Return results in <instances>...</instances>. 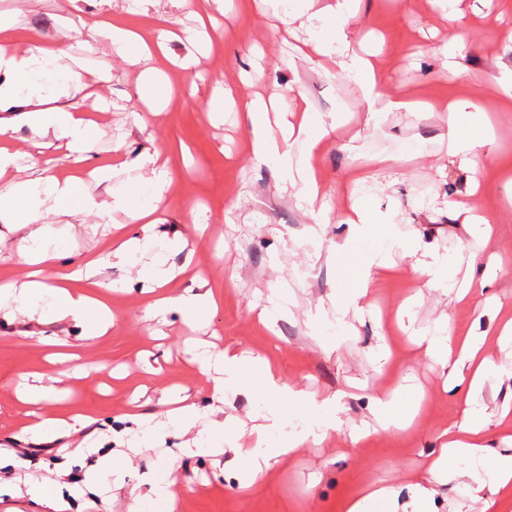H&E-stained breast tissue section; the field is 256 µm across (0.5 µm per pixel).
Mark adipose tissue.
<instances>
[{
	"mask_svg": "<svg viewBox=\"0 0 512 512\" xmlns=\"http://www.w3.org/2000/svg\"><path fill=\"white\" fill-rule=\"evenodd\" d=\"M295 5L310 24L327 18L334 21L332 34L319 35L311 40L310 51L315 57L335 60L341 73L359 79L365 91H372L383 82L384 74L376 60L359 55L353 47V38L347 32L350 21L359 13V0H295ZM12 28V23L0 20V71L11 76L10 81L0 84V109L15 104L26 106V116L34 135L23 150L16 148L9 137L0 138V194L5 199L21 203L20 208L8 209L5 221L25 230L24 235L12 241L0 235V248H9L22 268L30 271L32 279L18 291L12 285H1L0 305L12 303L19 309L40 313L45 319L68 318L87 324L90 336H104L116 322L111 309V285L98 284L91 293L77 290L76 285L92 277L97 261L130 264L147 246L152 215L168 196L165 164L157 152L140 158L141 177L112 201L113 208L125 210L133 224L110 239L99 258L87 257L58 267L60 253L49 240L42 205L45 201H53L56 215L74 217L83 213L88 204L77 197L75 181L60 178L52 168H43L40 178L34 183L20 178L17 160L22 156L37 160L47 139L51 138L69 153L77 154L79 161H88L97 130L78 103L98 96L109 75L98 69L86 68L63 43L42 44L32 40L26 45H19ZM87 31L90 35L110 39L119 54L125 56L131 65L140 67V89L149 92L156 89L158 68L147 64L144 55L151 39L144 28H133L128 10L113 13L108 23L91 22ZM47 65L65 75L64 82L58 84L51 94L31 80L32 75ZM275 101V93H258L240 104V117L252 134L251 152L257 161L279 168L288 175L292 172L289 148L292 141H301L303 151L298 197L303 201L315 200L320 193V183L311 159L324 149V137L313 134L310 122L305 118L299 124L288 123L272 129L269 114L275 107ZM445 110L450 129L448 154L460 158L462 163H470L472 158L482 155L486 138L478 130L467 138H458L455 130L460 125L464 107L452 101ZM149 277L159 289L157 297L150 303L156 313H164L176 305L197 315L215 305L212 294L207 291L187 288L175 295L168 293L167 287L174 280L175 273L165 262H156ZM442 320L436 337L427 343L426 353L434 365L447 369L448 393L460 408L461 421L440 433L438 453L428 468L431 482L414 486L408 502L409 512H429V502L435 494L433 479L462 458L473 464L472 469L464 473L472 492L486 495L484 512H512V454L497 456L493 463H486L489 450L487 432L473 408L475 395L496 372L497 366L485 354L484 334L461 336L457 334L450 315H443ZM204 361L214 364L219 372L212 385V398L216 402H223L225 391L251 392L258 387L277 391L295 403L307 401L303 391L281 383L276 368L264 356L245 359L228 345L205 356ZM53 398V387L41 382L31 385L23 398L25 415L31 420L29 429L37 436L50 437L63 429L75 431L84 423V415L78 412L65 418L49 412L47 405ZM424 399L421 393L405 394L397 389L383 391L376 399L381 427L401 430L410 426Z\"/></svg>",
	"mask_w": 512,
	"mask_h": 512,
	"instance_id": "obj_1",
	"label": "adipose tissue"
}]
</instances>
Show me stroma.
Instances as JSON below:
<instances>
[{"mask_svg":"<svg viewBox=\"0 0 512 512\" xmlns=\"http://www.w3.org/2000/svg\"><path fill=\"white\" fill-rule=\"evenodd\" d=\"M193 0H169L168 27L184 31L166 43L160 76L164 101L155 105L138 94V69L118 56L111 43L73 39L74 55L109 68L111 80L100 92L105 111L85 104L101 128L90 162L74 163L56 146L42 158L56 172L82 178L92 208L73 219L54 218L49 229L63 261L102 251L113 225L128 223L124 211L102 213L107 192H124L136 175L132 164L145 151H159L171 183L170 200L157 213L153 241L137 268L102 264L96 281L121 283L113 295L117 322L107 335L87 337L83 324L36 322L0 310V481L25 487L30 478L58 485L64 512H87L108 497L111 512H128L140 498L141 512H344L346 502L367 484L396 491L376 512H401L411 485L423 481L424 461L436 449L438 432L460 418L444 390L446 374L424 355L419 334L434 330L443 314L458 327L496 331L500 315L512 317V184L475 177L459 160L448 158V117L439 107L449 94L470 101V111L494 144L498 160L512 166V0H464V16L446 17L438 0H362L357 36L368 48L382 46L377 62L385 75L377 95L362 92L337 68H324L304 56L311 28L305 17H271L261 0H218L211 19L199 24ZM104 0H0V18L16 23L19 40H63L80 21L105 13ZM464 45V71L442 68L444 44ZM233 99L220 119L209 117L214 86ZM275 89L281 111H308L313 127L330 128L323 151L313 159L324 187L321 207L302 205L294 188L283 187L280 172L256 162L251 135L236 104L254 91ZM426 100L433 111L385 110L387 100ZM375 120H368V113ZM122 145L130 169L109 184L87 179L90 167L108 164ZM390 159L376 168L375 157ZM487 216L497 235L490 243L470 238L462 220H449L448 198ZM366 202L379 218L376 232L357 236L336 218L353 201ZM187 240L209 288L220 300L215 312L195 325L170 308L147 310V281L140 269L158 257L180 267L183 255L167 252L173 236ZM391 243L393 276L377 279L361 298V317L339 322L336 301L344 287L336 276V251L349 246L372 253ZM444 260L446 283H459L471 266L493 263V285L500 314L476 318L472 306L449 303L427 277L412 271V246ZM235 272L227 281L225 272ZM276 294L288 311L269 330L258 320L260 305ZM197 340L217 347L232 344L244 354H263L282 382L324 404L311 412L269 393L226 394L224 411L237 427L251 429L259 415L278 411L282 423L299 419L302 430H328L329 441L287 452L279 429L267 432L268 447L280 449L264 479L239 490V476L224 453V432L212 424L210 388L214 374L192 363L187 352ZM486 352L506 372L476 395V409L488 413L489 445L503 452L498 416L512 407V342L488 340ZM76 353L82 379L70 378V363L51 355ZM53 379L58 391H72L70 403H51L66 414L82 409L85 427L54 437L40 448L19 434L27 426L18 395L33 374ZM410 384L423 389L427 404L401 432L371 435L352 445L351 430L372 421L371 408L382 390ZM185 390L197 405L195 428L203 430L210 452L183 456V439L171 430L164 446L142 439L132 420L133 399L158 401L166 391ZM107 454L126 473L123 486L108 475L85 483V473ZM185 484L175 510L150 494L169 474ZM434 512H482L481 499L462 480L438 485Z\"/></svg>","mask_w":512,"mask_h":512,"instance_id":"1","label":"stroma"}]
</instances>
